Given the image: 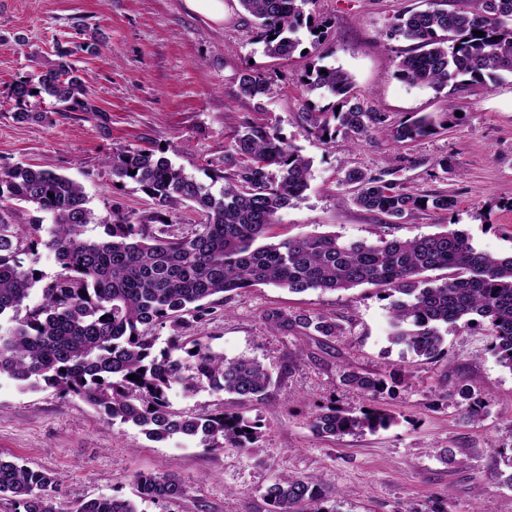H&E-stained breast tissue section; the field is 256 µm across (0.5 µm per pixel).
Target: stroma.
Listing matches in <instances>:
<instances>
[{
    "label": "stroma",
    "instance_id": "stroma-1",
    "mask_svg": "<svg viewBox=\"0 0 512 512\" xmlns=\"http://www.w3.org/2000/svg\"><path fill=\"white\" fill-rule=\"evenodd\" d=\"M223 22L192 12L185 0H0V166L30 164L79 182L96 221L111 211L145 214L156 205L131 182L113 181L104 165L132 147L163 151L171 162L206 180L243 122L277 126L312 161L309 187L269 230L274 240L307 234L346 239L412 238L462 231L480 250L512 253V74L491 90L454 94L413 86L397 76L409 42L387 39L398 12L420 0H316L332 42L319 47L325 65L348 71L369 106L399 120L414 113L448 121L442 133L402 148L383 134L323 144L307 131L306 112L330 99L299 81L308 60L271 59L251 38L252 19L238 0H225ZM98 38L99 55L76 58L85 69L92 112H53L48 120L16 122L9 88L20 76L56 62L55 47ZM275 89L263 105L238 95L246 68ZM447 167H439V160ZM391 181L421 196L453 195V212L418 210L390 222L350 202L346 170ZM388 302L378 289L292 293L255 285L225 294L204 326L190 328L226 358L254 357L275 381L273 400L248 409L260 437L252 453L215 451L197 440H149L129 424L107 420L78 397L55 389L20 388L0 379V454L61 475L58 502L71 512L102 496L133 498L137 473H173L185 484L175 501L140 504V512H268L267 487L282 475H311L338 489L337 512H512V371L503 368L484 331L449 326L446 357L425 360L387 340ZM280 308L321 313L342 336L331 347L311 337L270 330L263 316ZM394 374L399 383L380 408L389 427L339 439L316 435L315 405L362 406L342 382L343 370ZM468 383L488 414L463 418L449 385ZM174 409L203 416L235 410L230 396L208 387L173 388ZM448 460H441L444 449Z\"/></svg>",
    "mask_w": 512,
    "mask_h": 512
}]
</instances>
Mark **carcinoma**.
I'll use <instances>...</instances> for the list:
<instances>
[{"label": "carcinoma", "mask_w": 512, "mask_h": 512, "mask_svg": "<svg viewBox=\"0 0 512 512\" xmlns=\"http://www.w3.org/2000/svg\"><path fill=\"white\" fill-rule=\"evenodd\" d=\"M423 0L422 8L395 15L388 38L413 42L398 64L399 77L437 92L488 87L512 74V0ZM254 19L253 38L274 59L292 57L303 43L313 47L328 31L320 30L307 6L314 0H238ZM484 35L477 37L474 31ZM99 52L93 40L75 48L59 46V61L11 85L14 119L47 118L44 97L61 112H92L83 99L82 70L69 61L76 52ZM326 73H321V70ZM309 91L333 98L323 112H305L308 132L325 143L342 136L354 143L375 133L404 147L447 129L430 116L413 115L393 123L369 107L353 77L336 67L309 61L301 76ZM241 95L262 105L270 82L246 69L238 82ZM224 167L213 168L206 184L175 167L153 150L123 149L106 166L112 178L131 180L155 200L144 215L112 211L100 222L104 236L84 238L93 223L82 186L48 169L18 164L0 169V377L35 389L43 385L63 397L79 396L108 418L142 428L153 441L197 437L205 448L247 451L259 438L257 423L241 412L222 410L196 417L174 410L170 391L194 392L204 386L233 396L244 408L265 405L274 383L256 358L227 359L199 338H178L157 351L155 330H176L202 322L211 314L209 298L256 284H273L292 292L349 290L373 286L390 299L391 343L417 357L443 353L442 327L457 322L481 327L491 337L498 363L512 372V254L478 251L459 230L409 239L344 240L338 235H306L257 244L267 238L278 213L299 201L311 177V161L274 126L245 123L224 149ZM355 188L353 202L397 222L416 210L448 213L453 196L422 197L384 183L359 170L345 174ZM36 206L52 216V226H16L1 212L9 201ZM190 203L200 216L187 231L169 232L170 210ZM43 246L61 271L42 288L41 301L26 304L30 290L43 279L24 265L21 255ZM444 268L448 278L433 284L424 272ZM265 324L280 332L319 336L329 344L341 326L323 314L272 309ZM135 374L136 380L128 379ZM345 385L359 391L366 404L353 409L326 405L312 415L311 426L323 437L362 434L386 428L392 417L376 403L390 392L379 374L348 369ZM449 396L465 418L481 420L485 404L459 381ZM60 477L0 457V499L16 512H59ZM182 479L172 473H140L135 495L141 501L173 500L184 495ZM336 492L310 475H283L266 490L269 512H335L325 507ZM74 512H139L135 503L116 497L85 501Z\"/></svg>", "instance_id": "cac0c4a2"}]
</instances>
